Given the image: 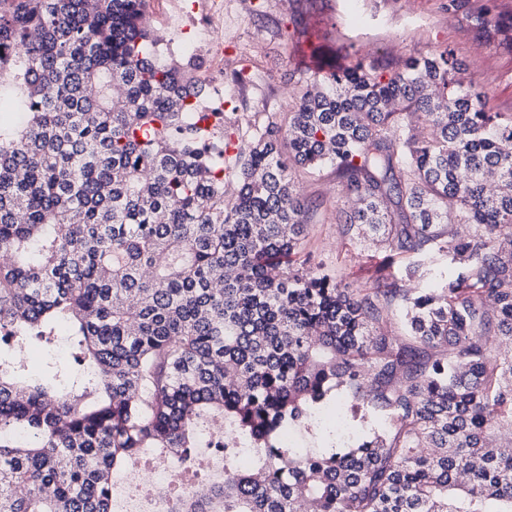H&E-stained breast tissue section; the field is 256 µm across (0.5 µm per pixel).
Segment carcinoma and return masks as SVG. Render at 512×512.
<instances>
[{
  "label": "carcinoma",
  "instance_id": "1",
  "mask_svg": "<svg viewBox=\"0 0 512 512\" xmlns=\"http://www.w3.org/2000/svg\"><path fill=\"white\" fill-rule=\"evenodd\" d=\"M146 8L0 0V512H111L112 472L213 427L233 476L178 512H512V113L450 47L318 66L226 165ZM326 169L343 206L295 186ZM320 211L386 249L374 287L312 266ZM433 253L439 287H403ZM61 325L74 364L31 377ZM335 401L378 426L291 447ZM19 352L24 353L23 356H24L29 368H31V366L33 365V369H34L33 373L34 374L39 373V370L41 369V367L46 359L45 357L48 354L57 356L66 362L70 361L69 351L66 354L59 353L55 346H47V345H45L41 342L35 341V340L30 342V344L27 348V351H26V349H19Z\"/></svg>",
  "mask_w": 512,
  "mask_h": 512
}]
</instances>
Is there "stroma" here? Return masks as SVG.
<instances>
[{"label":"stroma","instance_id":"obj_1","mask_svg":"<svg viewBox=\"0 0 512 512\" xmlns=\"http://www.w3.org/2000/svg\"><path fill=\"white\" fill-rule=\"evenodd\" d=\"M224 85L239 118L230 142L247 138L252 112H280L294 72L315 52L349 63L361 56L382 63L420 57L454 46L464 81L489 108L512 113V55L476 35L468 7L450 0H224ZM312 264L354 288L370 287L374 248L344 240L334 220L308 228Z\"/></svg>","mask_w":512,"mask_h":512}]
</instances>
